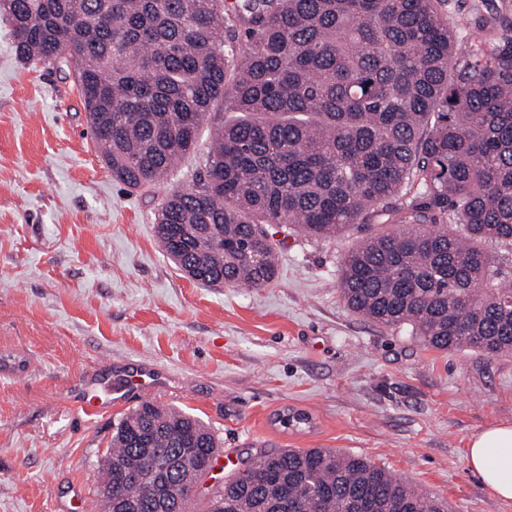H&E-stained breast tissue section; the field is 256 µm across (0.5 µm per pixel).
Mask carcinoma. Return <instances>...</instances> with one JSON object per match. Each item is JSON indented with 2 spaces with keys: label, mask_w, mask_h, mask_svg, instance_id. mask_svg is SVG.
<instances>
[{
  "label": "carcinoma",
  "mask_w": 512,
  "mask_h": 512,
  "mask_svg": "<svg viewBox=\"0 0 512 512\" xmlns=\"http://www.w3.org/2000/svg\"><path fill=\"white\" fill-rule=\"evenodd\" d=\"M442 0H0L24 60L71 67L112 178L152 187L222 127L194 183L171 189L155 233L205 284L276 275L272 225L335 237L339 292L358 315L440 351L512 354V37L455 57ZM247 39L239 42L238 25ZM221 447L173 407L143 402L116 426L98 471L101 512H156L133 462H166L191 512ZM204 512H447L386 468L329 448L259 449Z\"/></svg>",
  "instance_id": "obj_1"
}]
</instances>
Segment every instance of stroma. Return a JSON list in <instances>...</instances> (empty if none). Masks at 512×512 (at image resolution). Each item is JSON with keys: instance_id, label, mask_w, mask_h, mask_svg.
I'll use <instances>...</instances> for the list:
<instances>
[{"instance_id": "35a3bbf8", "label": "stroma", "mask_w": 512, "mask_h": 512, "mask_svg": "<svg viewBox=\"0 0 512 512\" xmlns=\"http://www.w3.org/2000/svg\"><path fill=\"white\" fill-rule=\"evenodd\" d=\"M460 53L473 21L512 32V0H447ZM223 124L164 183L113 181L68 75L18 58L0 17V512H86L115 424L150 400L222 442L204 490L257 446L332 448L385 466L448 512H512L466 460L471 436L512 423V356L435 351L351 311L336 287L364 231L275 229L278 274L202 284L154 232L164 194L191 184ZM110 396L86 416L82 402ZM309 422L283 428V411Z\"/></svg>"}]
</instances>
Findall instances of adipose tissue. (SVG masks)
<instances>
[{
	"label": "adipose tissue",
	"instance_id": "obj_1",
	"mask_svg": "<svg viewBox=\"0 0 512 512\" xmlns=\"http://www.w3.org/2000/svg\"><path fill=\"white\" fill-rule=\"evenodd\" d=\"M467 462L497 498L512 501V424H497L472 435Z\"/></svg>",
	"mask_w": 512,
	"mask_h": 512
}]
</instances>
